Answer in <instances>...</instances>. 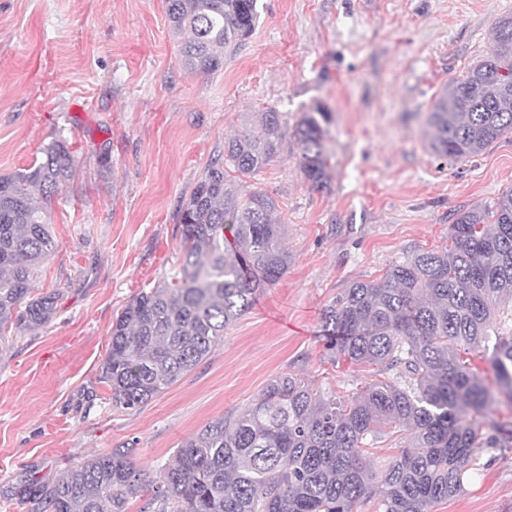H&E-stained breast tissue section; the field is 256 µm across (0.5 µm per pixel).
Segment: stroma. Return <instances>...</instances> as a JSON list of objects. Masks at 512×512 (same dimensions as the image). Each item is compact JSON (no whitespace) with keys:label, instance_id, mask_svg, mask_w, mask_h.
I'll use <instances>...</instances> for the list:
<instances>
[{"label":"stroma","instance_id":"35a3bbf8","mask_svg":"<svg viewBox=\"0 0 512 512\" xmlns=\"http://www.w3.org/2000/svg\"><path fill=\"white\" fill-rule=\"evenodd\" d=\"M258 4L252 36L204 76L183 67L163 0H0V175L60 138L77 165L52 203L58 247L35 282L66 297L0 352V493L132 438L137 466L156 474L186 437L237 414L286 370L362 388L368 371L323 359L324 306L407 253L444 250L458 210L512 188V135L461 163L424 138L434 99L489 51L512 0ZM319 104L333 114L329 188L310 189L291 138L240 184L278 202L287 273L193 371L142 409L113 411L95 382L112 319L175 267L181 198L256 111L293 121ZM482 462L433 512H512V448Z\"/></svg>","mask_w":512,"mask_h":512}]
</instances>
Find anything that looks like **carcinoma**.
<instances>
[{
  "mask_svg": "<svg viewBox=\"0 0 512 512\" xmlns=\"http://www.w3.org/2000/svg\"><path fill=\"white\" fill-rule=\"evenodd\" d=\"M183 63L212 75L255 29L258 0H165ZM494 44L444 89L426 118L435 155L457 162L512 134V16L494 23ZM332 113H299L294 136L311 188L330 179L326 143ZM288 121L258 112V130L224 142L176 212L180 264L142 289L112 322L97 383L112 409L137 410L210 356L256 291L288 271L278 203L262 189L239 193L280 152ZM72 143L40 149L34 163L0 175V337L51 320L63 289L34 293L57 248L52 201L75 175ZM237 242L224 246V231ZM452 245L413 252L372 281L344 289L322 312L332 364L369 367L375 379L340 395L294 371L272 378L235 416H219L186 437L175 461L149 478L134 461L137 440L82 458L52 482L30 476L11 495L42 512H432L464 492L479 449L511 448L512 435L479 426L500 396L512 401V189L493 205L461 211ZM344 340L336 341V336ZM488 361L493 380L469 355ZM404 446L381 476L365 448L394 431Z\"/></svg>",
  "mask_w": 512,
  "mask_h": 512,
  "instance_id": "cac0c4a2",
  "label": "carcinoma"
}]
</instances>
